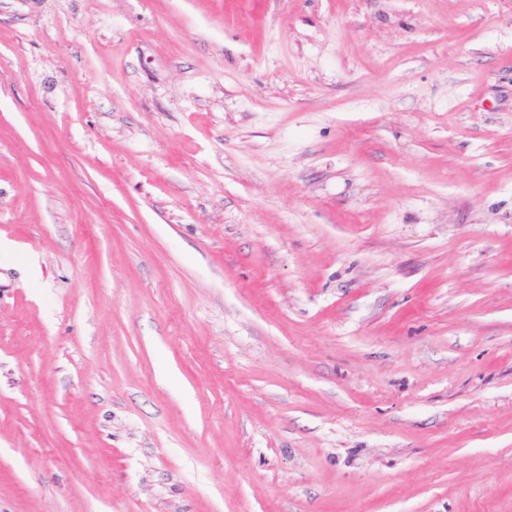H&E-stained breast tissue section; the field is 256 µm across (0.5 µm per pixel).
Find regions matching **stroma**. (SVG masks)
Instances as JSON below:
<instances>
[{
	"label": "stroma",
	"instance_id": "35a3bbf8",
	"mask_svg": "<svg viewBox=\"0 0 512 512\" xmlns=\"http://www.w3.org/2000/svg\"><path fill=\"white\" fill-rule=\"evenodd\" d=\"M0 512H512V0H0Z\"/></svg>",
	"mask_w": 512,
	"mask_h": 512
}]
</instances>
